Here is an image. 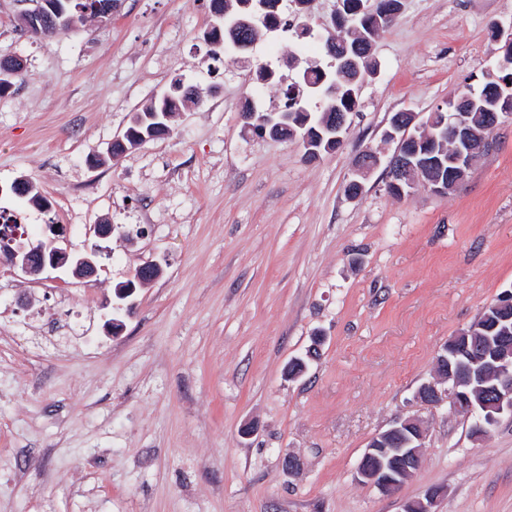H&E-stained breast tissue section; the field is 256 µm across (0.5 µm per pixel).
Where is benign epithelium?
I'll list each match as a JSON object with an SVG mask.
<instances>
[{"instance_id": "1", "label": "benign epithelium", "mask_w": 512, "mask_h": 512, "mask_svg": "<svg viewBox=\"0 0 512 512\" xmlns=\"http://www.w3.org/2000/svg\"><path fill=\"white\" fill-rule=\"evenodd\" d=\"M31 7L22 10L17 17L20 30L30 36L48 35L56 30L76 27L75 18L61 12L48 0H29ZM512 32L498 24L493 36L505 40L503 57L497 70L512 69ZM24 70L23 61L7 53L0 57V88L9 91L12 80ZM497 111L489 113L493 125L506 119L512 120V83L501 82L495 102ZM351 119L340 112L330 122L332 135L329 143L340 151ZM431 122L409 113V122L399 116L390 118L384 139L396 144L386 165L388 193L405 198L422 186L436 195H445L465 180L471 167L472 156L482 150L487 141L485 131L476 132L468 120V114L453 108L448 120L437 125L438 134L433 141L447 139L455 146V155L448 160L452 168L443 174L444 163L437 149L427 147L422 151H405L403 145L417 139L420 129ZM381 163L380 155L365 151L354 160L355 189L348 197H359L364 189L362 179ZM63 250L56 247L54 255L44 258L43 251L27 241V235L15 231L10 246L0 250V264L25 277H37L46 269L64 266ZM73 273L80 278L97 274L96 250L72 257ZM438 379L422 384L417 398L430 407H437L450 399L454 410L472 419L471 429L475 437L485 436L500 418L512 416V290H506L500 299L484 310L483 320L475 321L467 329L452 337L438 351L435 360ZM426 438L420 422L407 418L396 422L386 431L374 436L365 449L357 468L360 482L370 484L384 493H390L417 470L422 462L420 449ZM440 492L433 490L425 499L409 503L404 512H434L433 507Z\"/></svg>"}]
</instances>
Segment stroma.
Segmentation results:
<instances>
[{
	"instance_id": "1",
	"label": "stroma",
	"mask_w": 512,
	"mask_h": 512,
	"mask_svg": "<svg viewBox=\"0 0 512 512\" xmlns=\"http://www.w3.org/2000/svg\"><path fill=\"white\" fill-rule=\"evenodd\" d=\"M0 0V49L25 70L0 95V195L31 239L64 230L98 274L25 279L0 265V512H512V418L474 441L450 403L416 400L438 349L512 289V121L456 191L397 199L384 169L344 186L397 112L428 115L495 67L512 0H403L376 40L345 146L314 160L247 128L258 67L325 62L323 44L263 32L215 60L210 0H123L110 21L43 41ZM197 85L168 134L92 167L133 112ZM159 278L121 308L116 283ZM119 318L120 330L110 321ZM302 375L287 372L292 360ZM419 419L420 468L391 495L356 470L373 436ZM299 465L286 469L285 455Z\"/></svg>"
}]
</instances>
